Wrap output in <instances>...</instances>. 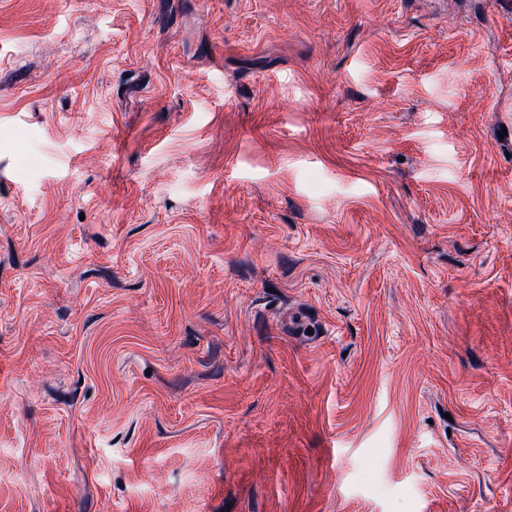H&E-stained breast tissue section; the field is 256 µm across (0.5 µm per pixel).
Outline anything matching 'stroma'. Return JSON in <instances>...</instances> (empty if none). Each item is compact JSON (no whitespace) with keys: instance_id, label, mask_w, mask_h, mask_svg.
Masks as SVG:
<instances>
[{"instance_id":"stroma-1","label":"stroma","mask_w":512,"mask_h":512,"mask_svg":"<svg viewBox=\"0 0 512 512\" xmlns=\"http://www.w3.org/2000/svg\"><path fill=\"white\" fill-rule=\"evenodd\" d=\"M0 512H512V0H0Z\"/></svg>"}]
</instances>
